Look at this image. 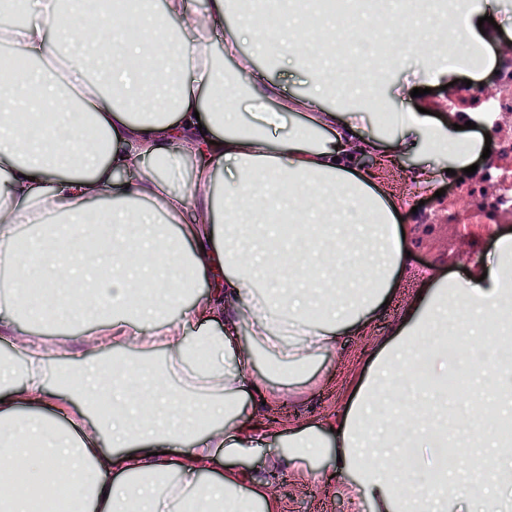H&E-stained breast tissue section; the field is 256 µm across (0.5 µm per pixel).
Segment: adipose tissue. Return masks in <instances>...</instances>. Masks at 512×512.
Listing matches in <instances>:
<instances>
[{"label":"adipose tissue","instance_id":"1","mask_svg":"<svg viewBox=\"0 0 512 512\" xmlns=\"http://www.w3.org/2000/svg\"><path fill=\"white\" fill-rule=\"evenodd\" d=\"M226 4L142 0L130 39L127 21L103 25L101 0L74 15L83 45L67 50L62 0H26L20 26L0 31L29 62L0 70V339L13 345L0 361V459L14 478L0 512H30L32 488L48 502L66 496L71 512H280L271 477L307 475L322 457L375 512H508L500 427L469 432L467 447L498 446L482 486L444 480L448 435L405 395L469 357L487 383L467 416L491 401L512 408V234L498 237L483 275L434 280L409 306L336 410L333 438L262 422L261 407L316 383V362L400 286V203L364 159H419L429 190L471 166L482 139L456 129L454 113L407 109L408 88L381 96L357 68L329 69L302 94L249 56L226 76L240 45L224 31ZM500 4L456 0L440 16L421 7L393 62L418 48L426 78L480 81L498 55L477 22ZM260 39L285 71L310 53L298 32ZM356 83L363 112L387 111L391 136H363L355 113L327 104L326 90L346 97ZM220 84L244 111L217 97ZM271 212L288 236L268 232ZM28 281L38 297H25ZM23 315L58 330L63 356L20 330ZM87 320L92 330L72 335ZM172 375L178 386L166 385ZM271 440L263 467L246 469ZM391 448L408 449L410 464L395 467Z\"/></svg>","mask_w":512,"mask_h":512}]
</instances>
